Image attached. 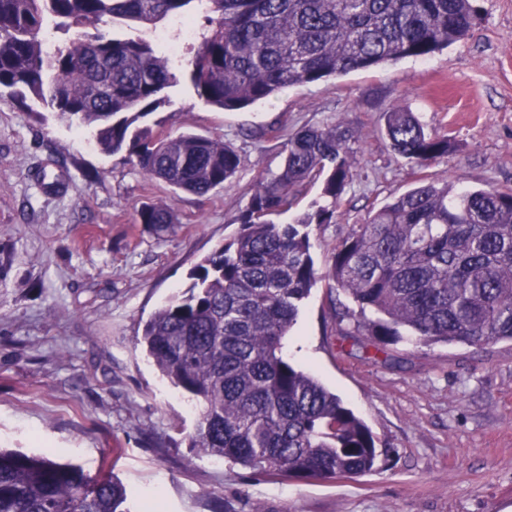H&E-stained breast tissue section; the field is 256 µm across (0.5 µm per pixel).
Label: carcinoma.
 Instances as JSON below:
<instances>
[{"instance_id": "obj_1", "label": "carcinoma", "mask_w": 512, "mask_h": 512, "mask_svg": "<svg viewBox=\"0 0 512 512\" xmlns=\"http://www.w3.org/2000/svg\"><path fill=\"white\" fill-rule=\"evenodd\" d=\"M474 0H0V97L27 98L94 132L149 178L205 196L242 168L222 139L159 135L143 120L187 79L212 107L237 110L289 87L413 57L465 38ZM197 15L206 27L181 63L143 38H117V20L153 25ZM66 36L47 53V22ZM390 147L425 168L448 135L414 113L384 114ZM342 124L288 136L280 171L260 180L236 235L190 272L181 298L145 323L140 344L163 377L200 409L190 447L269 476L353 478L380 452L362 419L282 355L317 280L313 225L328 224L357 175ZM327 204L289 224L308 183ZM138 223L166 233L169 204L143 205ZM333 287L359 308L357 334L376 350L404 340L482 347L512 342V188L459 190L428 181L355 224L334 249ZM372 317H367L366 313ZM0 512H130L112 471L0 449Z\"/></svg>"}]
</instances>
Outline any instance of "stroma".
I'll return each instance as SVG.
<instances>
[{
  "mask_svg": "<svg viewBox=\"0 0 512 512\" xmlns=\"http://www.w3.org/2000/svg\"><path fill=\"white\" fill-rule=\"evenodd\" d=\"M474 4L476 25L447 49L241 110L206 105L185 79L168 88L154 131L221 137L243 160L204 197L148 179L40 103L0 99V448L92 475L109 466L131 512L148 496L160 512H512V343L362 348L339 334L359 309L327 278L336 243L419 179L512 188V0ZM393 107L447 134L448 155L417 170L392 151L383 114ZM336 122L355 133L358 175L335 222L314 231L319 279L283 354L339 395L383 454L359 477L273 479L190 448L194 407L139 340L237 233L289 134ZM160 202L178 218L161 236L137 221L141 205Z\"/></svg>",
  "mask_w": 512,
  "mask_h": 512,
  "instance_id": "obj_1",
  "label": "stroma"
}]
</instances>
